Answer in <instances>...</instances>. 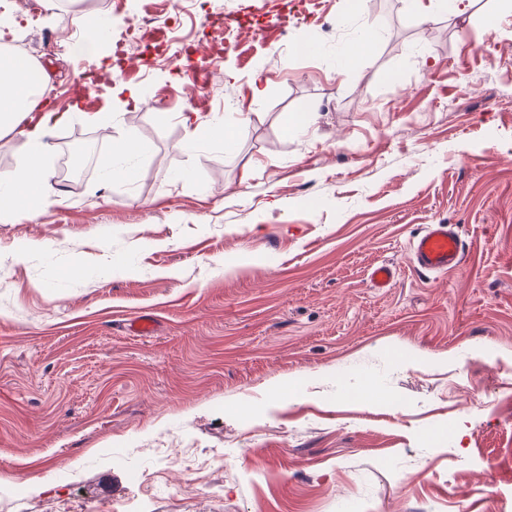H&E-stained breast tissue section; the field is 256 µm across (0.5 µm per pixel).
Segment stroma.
I'll list each match as a JSON object with an SVG mask.
<instances>
[{"instance_id": "35a3bbf8", "label": "stroma", "mask_w": 512, "mask_h": 512, "mask_svg": "<svg viewBox=\"0 0 512 512\" xmlns=\"http://www.w3.org/2000/svg\"><path fill=\"white\" fill-rule=\"evenodd\" d=\"M123 2L0 0L51 78L0 176L36 115H70L51 205L0 213V512H112L142 485V512H512V0H263L277 29L252 0H164L166 38L116 69L72 38L152 0ZM185 115L227 142L187 143ZM126 136L145 153L113 157ZM428 224L457 226L458 268H414Z\"/></svg>"}]
</instances>
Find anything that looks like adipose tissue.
<instances>
[{"label": "adipose tissue", "mask_w": 512, "mask_h": 512, "mask_svg": "<svg viewBox=\"0 0 512 512\" xmlns=\"http://www.w3.org/2000/svg\"><path fill=\"white\" fill-rule=\"evenodd\" d=\"M49 76L24 56L0 53V132L13 130L47 89ZM48 124L40 122L26 133L28 159L21 176L0 182V213H20L36 219L50 199L48 174L41 164L48 150Z\"/></svg>", "instance_id": "1"}]
</instances>
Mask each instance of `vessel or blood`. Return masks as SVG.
<instances>
[{
	"label": "vessel or blood",
	"mask_w": 512,
	"mask_h": 512,
	"mask_svg": "<svg viewBox=\"0 0 512 512\" xmlns=\"http://www.w3.org/2000/svg\"><path fill=\"white\" fill-rule=\"evenodd\" d=\"M410 251L420 272L441 274L457 268L463 262L466 244L452 225L430 224L413 239Z\"/></svg>",
	"instance_id": "obj_1"
}]
</instances>
